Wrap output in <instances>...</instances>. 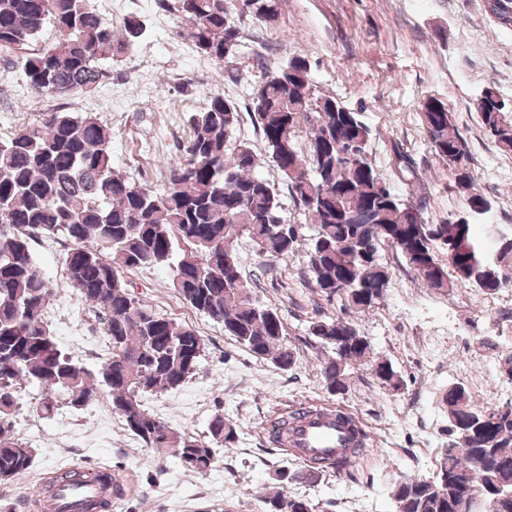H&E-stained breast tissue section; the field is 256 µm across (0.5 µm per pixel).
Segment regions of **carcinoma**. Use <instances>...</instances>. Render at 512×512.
I'll list each match as a JSON object with an SVG mask.
<instances>
[{
  "mask_svg": "<svg viewBox=\"0 0 512 512\" xmlns=\"http://www.w3.org/2000/svg\"><path fill=\"white\" fill-rule=\"evenodd\" d=\"M251 17L271 25L278 0H257ZM179 14L197 51L215 62L234 58L243 39L224 0H158ZM55 37L38 43L46 26ZM131 15L115 31L91 0H0V52L21 50L18 66L39 96L65 99L112 78V63L144 35ZM482 128L504 153L512 152V101L494 83L475 102ZM247 113L261 135L265 158L279 172L289 196L314 224L309 272L325 300L340 297L347 314L379 307L391 280L380 259L384 247L400 254L424 285L446 290L458 285L483 293L512 287V241L493 255L474 216L493 210L469 171L467 142L453 124L448 104L434 97L420 104L429 147L453 175L451 189L464 210L438 224L425 217L426 201L414 198L419 180L411 159L394 149L406 195L394 191L369 159L373 131L360 113L313 84L310 64L291 57L261 73ZM243 121L238 105L224 94L209 96L188 119L179 146L182 159L169 167L162 191L131 182L112 166V129L92 112H42L33 122L0 134V475L25 476L34 449L14 435L21 386L44 390L40 410L50 414L54 394L65 393L80 410L105 390L125 426L148 448L204 473L214 463L209 443L174 429L147 412L146 393L175 389L191 378L205 352L193 328L157 314L132 296L127 270L171 266L173 288L186 303L224 325V333L253 356L282 369L293 365L286 328L277 310L259 304L235 249L242 237L270 260H283L299 244L293 224L282 217L276 184L257 172V154L235 137ZM65 235V283L77 289L97 315L112 355L92 372L65 354L44 320L54 288L40 271L30 241ZM308 335L324 350V389L344 395L351 371L369 362L377 384L392 394L406 389L403 374L373 346L352 319L314 317ZM448 418V447L440 449L437 476L411 475L392 492L395 512H461L463 501H489L494 512H512V407L478 405L460 383L441 393ZM306 407L275 424L278 438L308 415ZM215 443L230 447L233 424L216 414L209 423ZM472 449L479 464L458 449ZM361 448H346L336 462L310 461L311 469L282 470L280 478L305 479L330 466L351 474ZM82 467L59 472L54 481L80 485ZM315 512L306 498L285 490L264 498L266 512Z\"/></svg>",
  "mask_w": 512,
  "mask_h": 512,
  "instance_id": "obj_1",
  "label": "carcinoma"
}]
</instances>
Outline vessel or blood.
Masks as SVG:
<instances>
[{
	"instance_id": "vessel-or-blood-1",
	"label": "vessel or blood",
	"mask_w": 512,
	"mask_h": 512,
	"mask_svg": "<svg viewBox=\"0 0 512 512\" xmlns=\"http://www.w3.org/2000/svg\"><path fill=\"white\" fill-rule=\"evenodd\" d=\"M338 408L322 405L316 414L299 421L288 435L287 444L295 458L307 462L320 457L333 459L343 449L353 447L366 431L358 421L341 423Z\"/></svg>"
}]
</instances>
